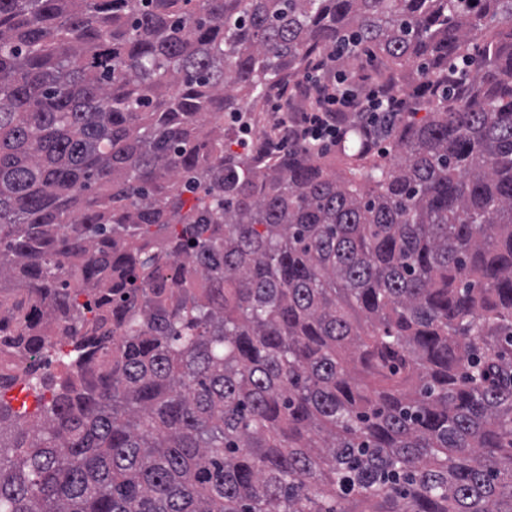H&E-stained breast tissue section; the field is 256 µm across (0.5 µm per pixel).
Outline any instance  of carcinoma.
Listing matches in <instances>:
<instances>
[{"label": "carcinoma", "instance_id": "carcinoma-1", "mask_svg": "<svg viewBox=\"0 0 512 512\" xmlns=\"http://www.w3.org/2000/svg\"><path fill=\"white\" fill-rule=\"evenodd\" d=\"M328 47L390 160L224 126ZM0 353V512H512V0H0Z\"/></svg>", "mask_w": 512, "mask_h": 512}]
</instances>
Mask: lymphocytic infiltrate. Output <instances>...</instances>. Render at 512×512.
I'll return each instance as SVG.
<instances>
[{
	"label": "lymphocytic infiltrate",
	"instance_id": "1",
	"mask_svg": "<svg viewBox=\"0 0 512 512\" xmlns=\"http://www.w3.org/2000/svg\"><path fill=\"white\" fill-rule=\"evenodd\" d=\"M335 66L336 56L332 53L312 66L314 74L305 86L316 94L317 107L306 112L276 107L272 123L279 143H287L293 137L312 150L323 151L344 136L336 123L337 113H348L357 125L369 129L408 114L416 99L428 92L424 85L405 96L386 92L378 85L359 89L348 76L334 75Z\"/></svg>",
	"mask_w": 512,
	"mask_h": 512
}]
</instances>
